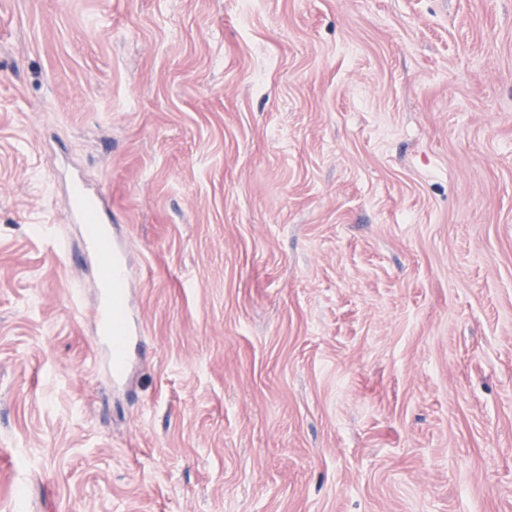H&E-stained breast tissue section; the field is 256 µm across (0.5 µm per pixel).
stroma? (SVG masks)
I'll return each mask as SVG.
<instances>
[{"instance_id":"1","label":"stroma","mask_w":512,"mask_h":512,"mask_svg":"<svg viewBox=\"0 0 512 512\" xmlns=\"http://www.w3.org/2000/svg\"><path fill=\"white\" fill-rule=\"evenodd\" d=\"M0 512H512V0H0ZM69 208L76 222L84 224L87 252L100 271L97 284L100 301L94 313L96 333L110 349L112 384L117 383L127 372L130 344L134 336L140 334L128 294L122 288L128 279L127 264L123 252L115 247L112 235L99 233V210H89L72 202H69ZM139 338L141 340V336Z\"/></svg>"}]
</instances>
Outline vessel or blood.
<instances>
[{
    "instance_id": "vessel-or-blood-1",
    "label": "vessel or blood",
    "mask_w": 512,
    "mask_h": 512,
    "mask_svg": "<svg viewBox=\"0 0 512 512\" xmlns=\"http://www.w3.org/2000/svg\"><path fill=\"white\" fill-rule=\"evenodd\" d=\"M70 211L76 221L83 224L88 253L100 271L97 284L100 301L94 313L96 333L110 349V373L113 381L118 382L127 372L130 344L140 333L124 288L128 279L127 264L111 234L100 232L97 211L76 204L71 205Z\"/></svg>"
}]
</instances>
